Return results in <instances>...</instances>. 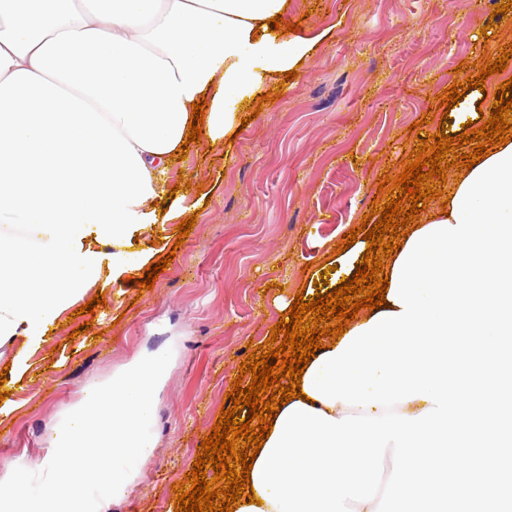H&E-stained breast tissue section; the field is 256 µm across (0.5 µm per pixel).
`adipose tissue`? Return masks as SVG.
<instances>
[{"instance_id":"obj_1","label":"adipose tissue","mask_w":512,"mask_h":512,"mask_svg":"<svg viewBox=\"0 0 512 512\" xmlns=\"http://www.w3.org/2000/svg\"><path fill=\"white\" fill-rule=\"evenodd\" d=\"M293 0H0V345L44 330L113 276L145 267L136 234L204 101L201 137L224 143L309 64L320 36L281 34ZM428 202L386 261V306L322 338L303 398L281 407L236 512H476L512 502V141ZM490 440L483 476L448 485V451ZM397 464L382 479L380 461Z\"/></svg>"}]
</instances>
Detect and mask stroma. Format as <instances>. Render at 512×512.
<instances>
[{
	"mask_svg": "<svg viewBox=\"0 0 512 512\" xmlns=\"http://www.w3.org/2000/svg\"><path fill=\"white\" fill-rule=\"evenodd\" d=\"M506 0H293L288 23L324 33L322 49L285 93L265 103L232 147L190 142L169 184L187 180L173 223L140 237L150 263L171 262L153 288L120 279L94 314L61 316L42 339L0 346L7 417L0 420V480L38 470L64 416L97 385L158 349L173 357L154 407L155 448L104 512H174L185 480L238 366L266 344L277 298L294 300L306 263L335 258L361 226L378 178L433 133L435 98L475 77L512 37L491 27ZM490 39L482 41L481 27ZM418 133H410L412 123ZM196 223L184 243L175 225ZM86 332H79V325Z\"/></svg>",
	"mask_w": 512,
	"mask_h": 512,
	"instance_id": "obj_1",
	"label": "stroma"
}]
</instances>
